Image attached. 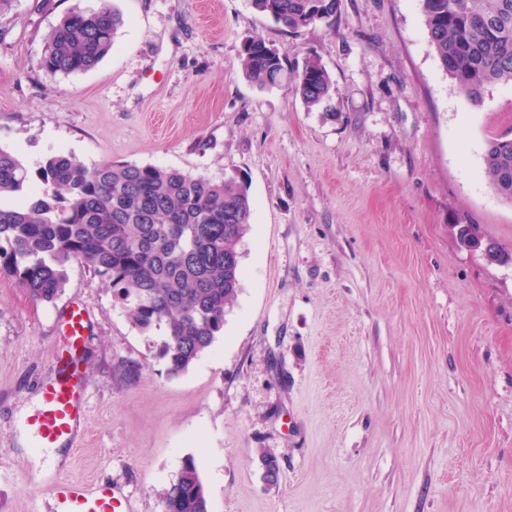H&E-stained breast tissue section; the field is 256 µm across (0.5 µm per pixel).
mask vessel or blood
Wrapping results in <instances>:
<instances>
[{
	"label": "vessel or blood",
	"mask_w": 512,
	"mask_h": 512,
	"mask_svg": "<svg viewBox=\"0 0 512 512\" xmlns=\"http://www.w3.org/2000/svg\"><path fill=\"white\" fill-rule=\"evenodd\" d=\"M72 350L83 347L91 314L82 304L73 303L60 313ZM84 384L71 365H60L57 374L43 389V407L32 417L30 427L39 448L75 444L83 422ZM51 495L61 512H116L119 499L111 485L94 486L72 480L56 482Z\"/></svg>",
	"instance_id": "1"
}]
</instances>
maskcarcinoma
Returning a JSON list of instances; mask_svg holds the SVG:
<instances>
[{"mask_svg": "<svg viewBox=\"0 0 512 512\" xmlns=\"http://www.w3.org/2000/svg\"><path fill=\"white\" fill-rule=\"evenodd\" d=\"M254 9L298 29L329 26L340 0H252ZM431 45L453 86L473 104L488 87L512 84V0H421ZM124 24L103 0L95 11L65 15L45 38L39 66L68 76L95 69L111 52ZM245 76L262 86L288 77L283 59L260 38L243 47ZM307 110L330 113L335 83L313 57L293 77ZM484 175L512 202V140L493 138ZM40 192L23 195L28 170L0 148V275L36 301L64 291L67 267L77 261L112 289L129 321L141 330L164 325L159 355L178 377L224 330V313L240 285L241 243L252 206L246 188L174 168L104 162L89 167L58 152L39 169ZM259 462L278 480L279 457L261 448ZM164 512H210L193 458L160 493Z\"/></svg>", "mask_w": 512, "mask_h": 512, "instance_id": "carcinoma-1", "label": "carcinoma"}]
</instances>
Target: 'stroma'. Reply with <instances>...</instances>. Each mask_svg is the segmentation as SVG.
I'll return each instance as SVG.
<instances>
[{
	"mask_svg": "<svg viewBox=\"0 0 512 512\" xmlns=\"http://www.w3.org/2000/svg\"><path fill=\"white\" fill-rule=\"evenodd\" d=\"M124 24L94 70L38 65L44 37L99 0H13L0 12V147L29 171L175 168L246 187L252 224L224 332L169 376L164 332L133 326L80 263L36 302L0 276V512H55L57 480L107 483L128 512L195 458L210 512H512V267L458 246L471 224L512 251V203L482 175L512 133V85L454 89L420 0H341L332 27L289 29L251 0H111ZM263 39L317 57L336 116L292 83L248 80ZM72 300L92 312L77 447L34 450ZM280 457L277 484L258 451Z\"/></svg>",
	"mask_w": 512,
	"mask_h": 512,
	"instance_id": "stroma-1",
	"label": "stroma"
}]
</instances>
